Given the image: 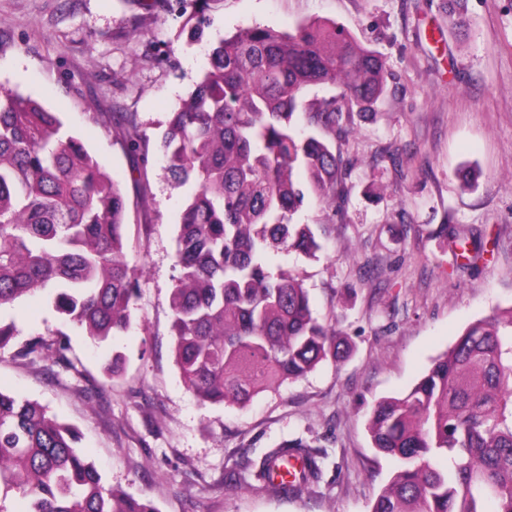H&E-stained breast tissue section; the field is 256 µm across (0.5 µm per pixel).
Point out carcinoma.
Returning a JSON list of instances; mask_svg holds the SVG:
<instances>
[{
    "instance_id": "cac0c4a2",
    "label": "carcinoma",
    "mask_w": 512,
    "mask_h": 512,
    "mask_svg": "<svg viewBox=\"0 0 512 512\" xmlns=\"http://www.w3.org/2000/svg\"><path fill=\"white\" fill-rule=\"evenodd\" d=\"M185 23L208 26L213 0H190ZM385 62L350 32L325 22L289 31L243 26L219 39L182 100L159 150L177 186L189 182L171 294L174 355L186 387L211 404L243 405L347 359L345 336L313 316L303 280L272 268L271 251L313 255L309 224L293 222L306 198L345 196L347 163L297 123L312 87L339 86L315 104L318 126L343 128L386 91ZM137 181L148 144L136 115L114 112ZM39 101L0 90V308L47 288L56 312L103 341L131 327L140 254L126 233L119 184ZM472 229L453 228L467 250ZM63 337L19 351L72 367ZM368 429L396 471L371 512H512V307L468 325L405 394L378 400ZM77 431L45 405L0 391V512H158L147 499L105 486ZM320 452L301 440L269 449L255 476L278 495L322 479Z\"/></svg>"
}]
</instances>
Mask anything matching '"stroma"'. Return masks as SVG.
<instances>
[{
  "label": "stroma",
  "instance_id": "obj_1",
  "mask_svg": "<svg viewBox=\"0 0 512 512\" xmlns=\"http://www.w3.org/2000/svg\"><path fill=\"white\" fill-rule=\"evenodd\" d=\"M442 0H214L201 42L177 0H0V88L59 115L118 181L126 234L140 248L132 325L100 342L64 324L41 291L0 309L19 330L0 349V390L48 406L81 436L106 485L148 498L159 512H370L393 473L368 431L374 403L411 388L473 321L512 306V0H467L460 37ZM344 27L385 61L387 90L349 133L321 135L350 163L347 196L331 210L305 202L316 256L273 252L295 270L312 312L353 343L342 363L254 397L244 407L201 403L174 358L171 292L188 187L158 151L172 112L207 68L213 42L239 27ZM134 113L149 139L139 186L121 141L91 113ZM472 170L474 187L458 175ZM477 239L458 260L444 225ZM65 331L66 370L18 352ZM125 363L118 375L105 365ZM325 453L318 488L277 496L249 465L281 441Z\"/></svg>",
  "mask_w": 512,
  "mask_h": 512
}]
</instances>
